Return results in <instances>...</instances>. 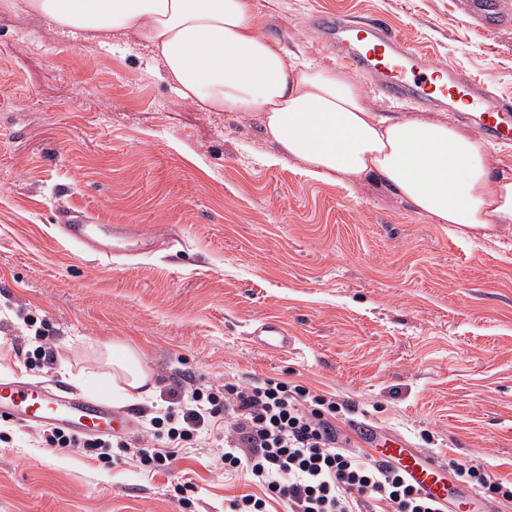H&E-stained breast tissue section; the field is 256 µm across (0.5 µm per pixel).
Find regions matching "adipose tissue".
Segmentation results:
<instances>
[{
    "instance_id": "adipose-tissue-1",
    "label": "adipose tissue",
    "mask_w": 512,
    "mask_h": 512,
    "mask_svg": "<svg viewBox=\"0 0 512 512\" xmlns=\"http://www.w3.org/2000/svg\"><path fill=\"white\" fill-rule=\"evenodd\" d=\"M57 33L92 41L131 31L179 94L212 112H252L275 145L268 160L303 163L315 181L378 177L414 211L455 233L512 224V177L492 174L486 142L457 125L372 112L360 86L320 63L296 65L259 28L253 0H18ZM112 385L150 381L135 351L113 347Z\"/></svg>"
}]
</instances>
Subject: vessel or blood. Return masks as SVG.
<instances>
[{"mask_svg":"<svg viewBox=\"0 0 512 512\" xmlns=\"http://www.w3.org/2000/svg\"><path fill=\"white\" fill-rule=\"evenodd\" d=\"M464 12L492 25L500 18L494 0H464ZM312 24L324 42L339 48L340 60L355 75L373 82L385 101L410 102L425 108L459 106L461 118L472 121L492 143L512 144V104L498 99L472 75L418 53L392 29L372 20L354 23L329 14L313 19ZM59 231L65 240L104 259L146 254L156 245L155 237L140 226L90 224L70 211L63 212ZM255 342L271 351H284L292 339L282 327L269 322ZM4 417L58 427L79 436L108 433L117 424L116 415L108 409L12 379H0V418ZM363 441L378 449L380 459L401 467L413 485L447 501L448 484L443 478L446 463L417 454L404 438H383L369 426L363 429Z\"/></svg>","mask_w":512,"mask_h":512,"instance_id":"b4317fda","label":"vessel or blood"}]
</instances>
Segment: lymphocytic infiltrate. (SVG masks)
I'll list each match as a JSON object with an SVG mask.
<instances>
[{
  "instance_id": "lymphocytic-infiltrate-1",
  "label": "lymphocytic infiltrate",
  "mask_w": 512,
  "mask_h": 512,
  "mask_svg": "<svg viewBox=\"0 0 512 512\" xmlns=\"http://www.w3.org/2000/svg\"><path fill=\"white\" fill-rule=\"evenodd\" d=\"M183 407L154 417L158 445L131 449L123 439L77 438L52 430L49 441L74 444L103 459L135 454L149 467L170 465L178 449L202 434L224 428V470H245L257 493L230 499L225 512H447L423 496L388 462L358 453L335 420L338 399L301 385L268 378L260 382L184 392Z\"/></svg>"
}]
</instances>
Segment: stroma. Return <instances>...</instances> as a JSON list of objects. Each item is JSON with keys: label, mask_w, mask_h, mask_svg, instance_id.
I'll list each match as a JSON object with an SVG mask.
<instances>
[{"label": "stroma", "mask_w": 512, "mask_h": 512, "mask_svg": "<svg viewBox=\"0 0 512 512\" xmlns=\"http://www.w3.org/2000/svg\"><path fill=\"white\" fill-rule=\"evenodd\" d=\"M255 4L290 55L338 67L312 18H373L512 98V26H467L462 0ZM270 151L251 114L183 100L135 34L91 43L1 6L0 377L136 412L138 448L155 447L149 423L184 388L278 378L348 402L337 424L352 444L365 424L511 483L512 224L471 241L377 179L313 181ZM65 210L164 245L98 259L60 237ZM28 317L55 352L48 367L10 350L37 347ZM266 322L287 329L288 351L252 342ZM115 345L137 353L149 393L113 391ZM42 434L0 418V512H224L254 490L225 473L219 429L165 471Z\"/></svg>", "instance_id": "35a3bbf8"}]
</instances>
